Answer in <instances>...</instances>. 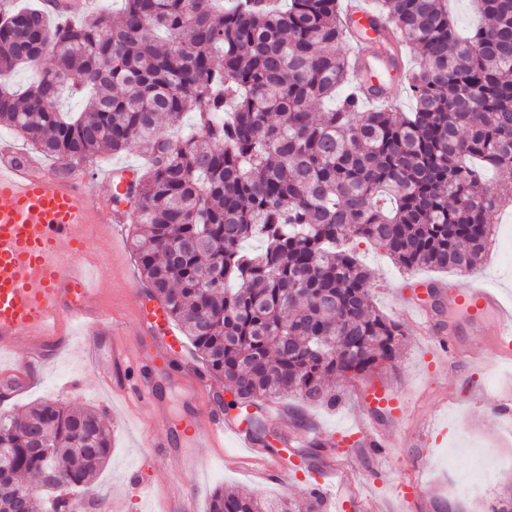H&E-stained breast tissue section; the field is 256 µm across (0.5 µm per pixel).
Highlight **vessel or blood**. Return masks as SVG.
I'll list each match as a JSON object with an SVG mask.
<instances>
[{"label":"vessel or blood","mask_w":512,"mask_h":512,"mask_svg":"<svg viewBox=\"0 0 512 512\" xmlns=\"http://www.w3.org/2000/svg\"><path fill=\"white\" fill-rule=\"evenodd\" d=\"M354 66L368 99H384L378 81L368 79L367 60L354 36H347ZM136 170L115 166L105 170L102 180L109 188L125 191ZM87 182L83 172L60 174L34 160L18 159L13 146L0 140V357L9 356L10 374L43 366L48 353H62L72 341L75 327L87 328L79 344L82 361L93 367L100 388L124 403H148L160 433L157 466L172 468L190 482H197L205 471L195 451L200 447L220 448L225 439H233L241 452L255 453L249 431L227 423L220 412L173 419L165 401L150 382L152 368L144 359L145 347H153L157 361L185 360L186 348L179 331L164 310L139 318L136 340L115 335L112 364L103 366L95 331L111 326L105 304L96 300L99 283L91 277V263L73 261L82 249L93 225L113 228L123 223V215L114 209L87 205ZM448 307L463 315L484 338V350L501 367L512 369V300H505L496 289L476 283L448 292ZM437 352L451 359H470L454 329L434 332ZM362 405L382 409L387 425L397 428L403 420L407 399L404 392L379 387L360 393ZM342 443L347 447L382 448L385 435L372 422L365 421L346 431ZM324 476L318 482L319 493H332L335 512H358L360 502L346 481L336 480L332 461L321 466ZM429 487L419 479L397 482L392 494L400 502L413 506ZM159 512H198L193 493L178 490L161 499Z\"/></svg>","instance_id":"1"}]
</instances>
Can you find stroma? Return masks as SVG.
Segmentation results:
<instances>
[{
  "label": "stroma",
  "mask_w": 512,
  "mask_h": 512,
  "mask_svg": "<svg viewBox=\"0 0 512 512\" xmlns=\"http://www.w3.org/2000/svg\"><path fill=\"white\" fill-rule=\"evenodd\" d=\"M496 243L481 259L478 279L488 287L512 290V205L496 215ZM83 257L100 261L103 280L99 295L126 322L127 333H134V312H147L153 302L140 284L130 248L128 234L110 236L93 233L82 251ZM358 257L369 273V287L376 309L398 322L404 333L402 349L392 368L375 385H392L406 389L411 399L409 412L391 437L390 448L376 453L369 448H356L342 460L355 489L374 505H386L389 512H404L405 507L392 495L391 482L422 475L434 490L431 499L418 506L416 512H488L505 487L512 486V468L501 469L482 494L470 498H454L449 490L457 474L463 473L473 452L495 448L512 457V424L493 407L471 400L469 388L480 383L490 389L500 388L507 380L504 369L495 364L472 368L464 363L445 362L436 358L427 336L403 317L396 300L402 290L407 270L395 264L384 250L360 244ZM339 398L332 407L307 403L288 397L289 414L275 430L297 444L308 445L311 436H318L321 445L306 464L294 467L284 481L262 480L257 476L256 462L244 460L230 466L226 457L235 455L233 440H225L223 449L201 448L197 454L207 468L194 489L199 512H208L210 495L215 488L248 493L262 499L289 495L302 501L316 481V468L336 448L339 435L364 418L356 386L345 379H334ZM55 396L70 407L105 411L112 432L111 456L95 479V494L105 503L125 496V512H149L155 507L156 495L172 487L184 486L182 475L172 470L157 469L155 448L151 446V409L138 406V417L129 422L120 405L98 388L96 374L69 351L51 360L38 379L16 397L12 412H21L46 395ZM139 472L144 482L154 488L152 496L139 500L127 494V475Z\"/></svg>",
  "instance_id": "obj_1"
}]
</instances>
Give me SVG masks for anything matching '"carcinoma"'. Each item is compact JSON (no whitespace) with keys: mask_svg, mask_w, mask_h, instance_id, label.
I'll return each mask as SVG.
<instances>
[{"mask_svg":"<svg viewBox=\"0 0 512 512\" xmlns=\"http://www.w3.org/2000/svg\"><path fill=\"white\" fill-rule=\"evenodd\" d=\"M459 32L448 0H377L412 53L413 107L369 108L356 92L340 0H121L59 22L45 6L0 8V78L39 62L34 84L0 83V125L67 169L135 150L142 175L131 249L149 296L264 442L269 404H336L331 377L370 382L394 364L401 331L374 307L349 241L407 269L471 272L512 202V0H473ZM85 98L64 112V91ZM478 160L498 174L485 182ZM111 432L101 412L46 399L0 413V512L47 468L66 478L52 512L88 508ZM209 512H324L312 491L260 500L215 489Z\"/></svg>","mask_w":512,"mask_h":512,"instance_id":"carcinoma-1","label":"carcinoma"}]
</instances>
